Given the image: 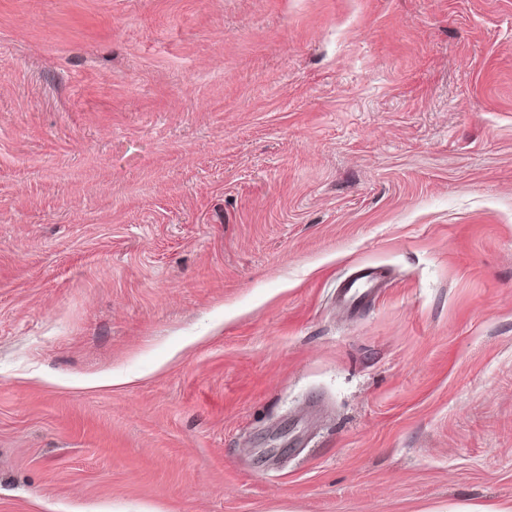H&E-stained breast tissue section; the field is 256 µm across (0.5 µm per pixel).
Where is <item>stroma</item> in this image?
I'll return each mask as SVG.
<instances>
[{
	"instance_id": "1",
	"label": "stroma",
	"mask_w": 512,
	"mask_h": 512,
	"mask_svg": "<svg viewBox=\"0 0 512 512\" xmlns=\"http://www.w3.org/2000/svg\"><path fill=\"white\" fill-rule=\"evenodd\" d=\"M454 506L512 512V0H0V512ZM381 281V273L374 268H367L345 281L342 288L336 290L338 301L346 308L355 309L368 303L375 295Z\"/></svg>"
}]
</instances>
